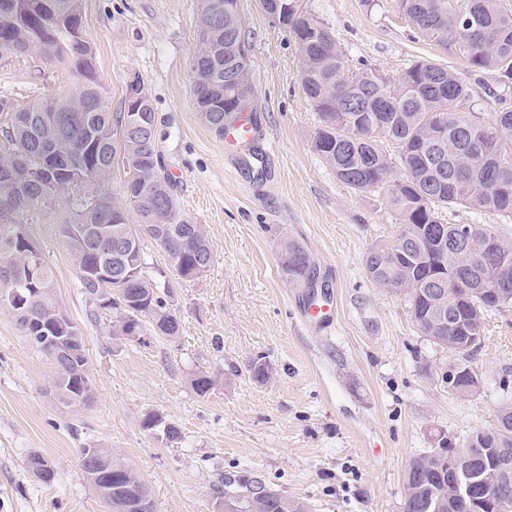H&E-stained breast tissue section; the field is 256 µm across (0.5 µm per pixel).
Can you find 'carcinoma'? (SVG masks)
Returning <instances> with one entry per match:
<instances>
[{
	"mask_svg": "<svg viewBox=\"0 0 512 512\" xmlns=\"http://www.w3.org/2000/svg\"><path fill=\"white\" fill-rule=\"evenodd\" d=\"M84 0H0V64L29 58L39 76L56 72L74 75L81 90L61 96L45 90L19 111L15 100L0 95V264L12 267L21 297L0 304L19 331L27 337L47 330L52 312L59 307L54 275L46 263L38 274L28 268L35 261L22 241L13 238L15 224H28L37 212L50 214L76 193L80 207L60 225L69 240L84 285L93 301L102 282L115 290L108 308L117 312L113 335L129 341L151 330L173 338L180 323L161 285L147 274L141 239H156L160 225L182 229L161 250L180 279L195 281L202 247L212 253L203 225L183 215L176 204L175 184L166 172L156 143V127L122 129L125 113L110 109L106 91L97 75L95 53L78 31L82 30ZM226 0H197V48L190 62L196 108L216 135H224V119L236 99L225 82V72L236 68L237 43L244 38L241 14L216 22L217 10ZM476 3L481 28L467 26V10ZM397 8L419 33L439 44L468 45L464 53L475 71L495 69L502 84L512 82V10L501 0H406ZM301 52L302 87L319 114L321 127L312 146L331 166L336 178L356 192L384 191L397 212L399 232L389 243L371 247L364 259L368 279L377 286L407 298L419 331L434 337V344L458 354L470 366L476 348L470 337L484 335L485 312L503 306L482 285L492 281L500 261L512 266V251L490 228L473 224L474 248L464 250L457 238L463 224H445L439 209L472 207L480 211L512 214V110L495 117L488 126L456 112L469 98V88L454 72L430 61H418L396 76L364 68L344 75V55L322 24L300 13L288 22ZM443 127L445 141L439 149L426 142L427 131ZM395 142L400 176L378 144L379 138ZM124 179L111 193L102 189L115 168ZM92 184L104 207L90 204L83 181ZM139 223L131 224L128 211ZM130 237L135 247L127 263L134 279L117 284L106 263L112 243ZM278 268L290 284L306 287L316 277L311 254L299 243L280 244ZM444 280L447 301L444 325L434 327L435 282ZM221 371H200L192 385L204 396L214 390ZM92 384L86 357L67 370H55L51 387L58 399L72 406L71 397ZM509 427L467 439L475 457L483 459L490 448H507L512 456V408L505 409ZM405 476L403 512H434L432 504L448 498V456L424 455L414 459ZM144 487L129 471L124 488L112 487V512H123L131 489ZM240 493L243 512H302V506L268 487L263 480L245 475L230 478L214 488L223 498ZM487 508L467 501L454 512H499L503 502L512 504V483L492 484Z\"/></svg>",
	"mask_w": 512,
	"mask_h": 512,
	"instance_id": "1",
	"label": "carcinoma"
}]
</instances>
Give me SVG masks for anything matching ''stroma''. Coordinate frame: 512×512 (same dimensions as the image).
<instances>
[{
  "instance_id": "35a3bbf8",
  "label": "stroma",
  "mask_w": 512,
  "mask_h": 512,
  "mask_svg": "<svg viewBox=\"0 0 512 512\" xmlns=\"http://www.w3.org/2000/svg\"><path fill=\"white\" fill-rule=\"evenodd\" d=\"M344 54L345 71L374 67L393 76L418 60L450 67L471 88L462 115L492 124L512 109L498 71L473 72L462 54L423 37L395 0H299ZM250 45L248 107L259 124L254 157L226 148L195 108L189 61L196 49V0H85L83 35L113 111L140 76L156 113V139L177 182L176 204L204 225L213 261L199 280L179 279L151 239L142 248L164 271L180 321L176 338L112 334L115 313L79 285L60 232L71 209L29 221L55 274L56 293L86 343L94 383L80 408L48 392L52 361L33 350L0 309V512H109L80 463L84 448H108L140 477L155 512H220L213 488L247 475L302 502L305 512H401L410 462L440 438L462 443L493 431L512 406V305L485 315L471 365L480 385L449 390L441 371L453 355L415 326L404 296L373 284L364 256L399 230L384 192L358 193L337 180L312 147L319 115L303 92L300 49L261 0H240ZM74 78L35 79L28 62L0 65V94L27 104L43 89L66 94ZM448 224L489 226L512 243V215L453 207ZM305 247L317 283L333 292L336 319L316 330L301 318L309 289L278 271L282 240ZM263 358L267 382L247 372ZM224 379L207 396L201 370ZM161 416L181 432L169 440L144 420ZM55 466L44 483L25 467L30 451Z\"/></svg>"
}]
</instances>
